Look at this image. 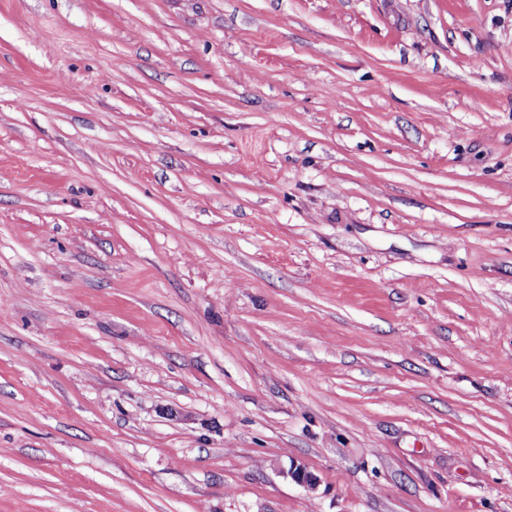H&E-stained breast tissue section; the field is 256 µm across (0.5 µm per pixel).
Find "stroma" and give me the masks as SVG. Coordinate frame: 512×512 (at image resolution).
<instances>
[{"label": "stroma", "mask_w": 512, "mask_h": 512, "mask_svg": "<svg viewBox=\"0 0 512 512\" xmlns=\"http://www.w3.org/2000/svg\"><path fill=\"white\" fill-rule=\"evenodd\" d=\"M0 512H512V0H0Z\"/></svg>", "instance_id": "stroma-1"}]
</instances>
